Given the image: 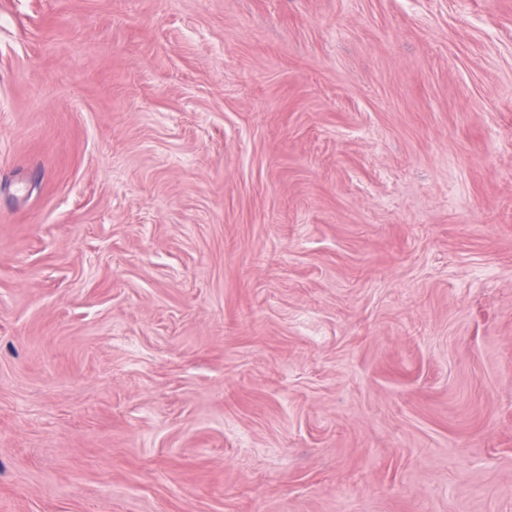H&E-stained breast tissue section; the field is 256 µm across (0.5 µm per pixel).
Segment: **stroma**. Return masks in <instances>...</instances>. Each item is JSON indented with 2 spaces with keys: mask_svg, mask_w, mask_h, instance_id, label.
<instances>
[{
  "mask_svg": "<svg viewBox=\"0 0 512 512\" xmlns=\"http://www.w3.org/2000/svg\"><path fill=\"white\" fill-rule=\"evenodd\" d=\"M0 512H512V0H0Z\"/></svg>",
  "mask_w": 512,
  "mask_h": 512,
  "instance_id": "35a3bbf8",
  "label": "stroma"
}]
</instances>
